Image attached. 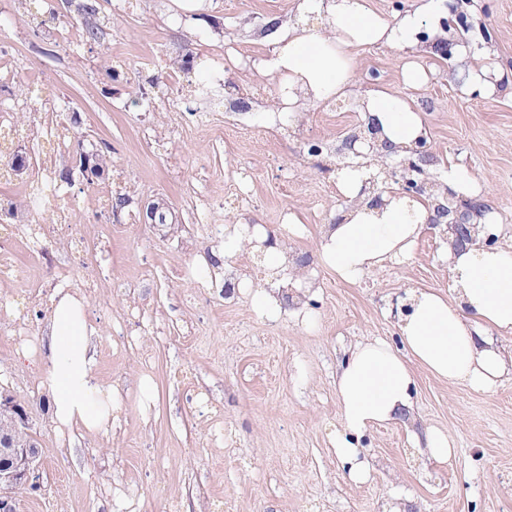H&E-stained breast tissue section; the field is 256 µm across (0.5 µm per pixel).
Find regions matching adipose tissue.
Masks as SVG:
<instances>
[{"mask_svg":"<svg viewBox=\"0 0 512 512\" xmlns=\"http://www.w3.org/2000/svg\"><path fill=\"white\" fill-rule=\"evenodd\" d=\"M299 10L318 13L323 24L291 25L273 54L256 63L262 75H284L280 95L292 112L301 99L312 104L352 93L353 48L408 44L423 23L416 13L385 17L368 0H301ZM362 110L396 148L416 147L427 135L412 99L377 88L367 93ZM369 175L366 167L339 172V193L356 205L343 211L340 223L326 225L321 239L323 261L348 282L406 258L426 230L424 201L396 194L384 207L370 206L361 193ZM441 258L452 272V295L407 289L397 309L400 346L363 337L350 344L337 372L340 428L334 452L354 483H365L373 471L361 446L364 435L411 411L413 365L448 383L486 392L512 373V353L504 354L493 338L512 332V246L447 249ZM50 304L47 333L30 352L46 359L42 385L51 419L61 430L109 431L118 394L99 378L86 299L58 289Z\"/></svg>","mask_w":512,"mask_h":512,"instance_id":"1","label":"adipose tissue"}]
</instances>
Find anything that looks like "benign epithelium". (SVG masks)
Here are the masks:
<instances>
[{
	"instance_id": "7a95c632",
	"label": "benign epithelium",
	"mask_w": 512,
	"mask_h": 512,
	"mask_svg": "<svg viewBox=\"0 0 512 512\" xmlns=\"http://www.w3.org/2000/svg\"><path fill=\"white\" fill-rule=\"evenodd\" d=\"M361 133L347 140L349 150L356 157L376 159L381 155V150H389L384 142L379 140L380 127L374 119L367 118L361 123ZM426 142L419 143L415 154L417 160L403 158L395 165L385 162L380 163L378 172L370 175L365 191L372 196V204H383L382 196L393 192V187H398L399 194L411 198L420 199L431 186L428 181L424 165L429 162L428 151L425 150ZM448 201L455 205L452 212L437 213L428 217L427 228L431 232L439 233L443 241H451L453 249L463 250L469 246H492L495 238L487 233L478 236L479 218H481L484 205L476 202L463 201L456 197V193L449 187L445 188ZM147 218L152 227H160L166 224V203L162 200L151 201L144 205ZM0 412H12L16 422L23 427H28V418L23 406L11 398L0 400ZM39 450L31 444L24 448H15L11 453V459L0 463V512H18V502L12 493L13 487L23 485L32 487L39 485Z\"/></svg>"
}]
</instances>
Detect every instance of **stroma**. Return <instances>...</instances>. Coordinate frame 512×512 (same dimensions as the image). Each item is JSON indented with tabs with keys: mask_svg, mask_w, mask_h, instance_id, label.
Here are the masks:
<instances>
[{
	"mask_svg": "<svg viewBox=\"0 0 512 512\" xmlns=\"http://www.w3.org/2000/svg\"><path fill=\"white\" fill-rule=\"evenodd\" d=\"M114 2L98 0L99 45L82 41L83 20L65 0H51L50 25L28 0H0V96L30 81L62 94L85 150L109 149L99 185L132 200L117 215L98 209L72 154L58 160V186L80 201L75 234L115 225L72 273L112 271L86 301L98 373L118 386L121 406L109 432H60L43 369L0 335V392L24 406L39 442L40 487L18 494L19 512H385L395 496L404 512H512L511 373L481 392L416 368L410 414L362 440L370 481L348 480L332 449L343 349L364 336L398 343L393 309L405 288L449 292L451 270L428 232L409 258L353 283L320 259L323 228L344 206L336 171L356 163L345 132L379 87L415 100L429 176L444 183L452 163L478 181L492 233L512 245V88L465 93L459 79L473 64L512 69V0H369L382 15L422 10L428 21L413 45L355 47L353 94L310 105L307 125L258 153L253 125L288 119L266 108L279 85L251 63L271 55L299 0H201L194 11L125 0L120 12ZM188 53L202 64L186 72L177 61ZM145 57L152 66H141ZM410 60L427 74L416 89L402 78ZM152 199L169 205L180 232L146 224L141 204ZM229 222L263 225L308 258L319 283L303 308L313 326L289 309L261 316L246 290L211 282L205 227ZM1 302L25 314L38 343L46 307L19 283L0 286ZM428 427L454 439L448 462L414 447L411 433Z\"/></svg>",
	"mask_w": 512,
	"mask_h": 512,
	"instance_id": "obj_1",
	"label": "stroma"
}]
</instances>
